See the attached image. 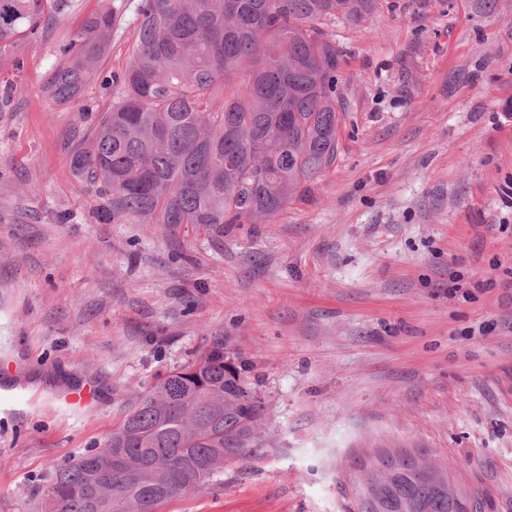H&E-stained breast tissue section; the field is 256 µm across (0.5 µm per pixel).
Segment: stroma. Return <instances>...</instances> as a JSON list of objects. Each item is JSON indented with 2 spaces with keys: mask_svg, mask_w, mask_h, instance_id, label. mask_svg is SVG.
Returning a JSON list of instances; mask_svg holds the SVG:
<instances>
[{
  "mask_svg": "<svg viewBox=\"0 0 512 512\" xmlns=\"http://www.w3.org/2000/svg\"><path fill=\"white\" fill-rule=\"evenodd\" d=\"M136 2L68 0L0 53V512L217 336L252 367L264 452L163 512H350L351 465L376 448L420 450L512 512V0L328 22L335 164L273 223L220 234L100 223L65 172L113 91L93 81L74 107L41 89L107 7L100 68L123 72ZM82 387L89 407L58 402Z\"/></svg>",
  "mask_w": 512,
  "mask_h": 512,
  "instance_id": "obj_1",
  "label": "stroma"
}]
</instances>
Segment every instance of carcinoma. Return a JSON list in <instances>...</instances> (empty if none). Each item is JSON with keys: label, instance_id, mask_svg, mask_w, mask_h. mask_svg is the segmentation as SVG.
<instances>
[{"label": "carcinoma", "instance_id": "obj_1", "mask_svg": "<svg viewBox=\"0 0 512 512\" xmlns=\"http://www.w3.org/2000/svg\"><path fill=\"white\" fill-rule=\"evenodd\" d=\"M60 0H0V51L35 35ZM377 0H138L128 67L101 75L115 15H90L42 87L59 104L95 78L117 89L68 153L65 172L103 199L114 224H270L289 197L336 161L340 52L323 26L365 21ZM224 338L145 390L106 440L42 478L33 509L99 512L89 474L99 454L125 463L98 485L104 512H161L224 485V458L262 449L264 404ZM355 512H484L419 450L359 459Z\"/></svg>", "mask_w": 512, "mask_h": 512}]
</instances>
